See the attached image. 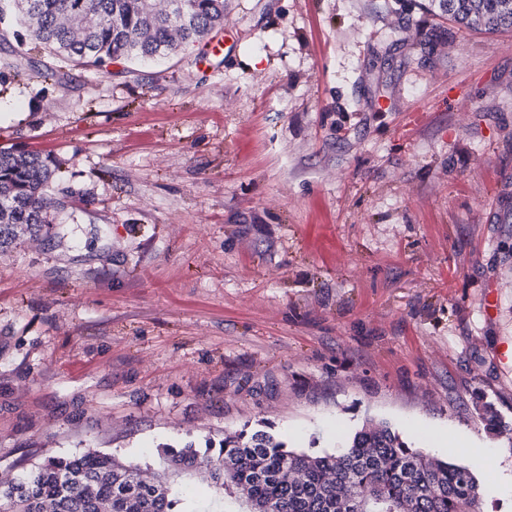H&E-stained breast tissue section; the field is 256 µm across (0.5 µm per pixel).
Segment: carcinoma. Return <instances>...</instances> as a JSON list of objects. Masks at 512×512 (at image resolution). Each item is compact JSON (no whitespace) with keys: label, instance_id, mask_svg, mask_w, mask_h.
<instances>
[{"label":"carcinoma","instance_id":"obj_1","mask_svg":"<svg viewBox=\"0 0 512 512\" xmlns=\"http://www.w3.org/2000/svg\"><path fill=\"white\" fill-rule=\"evenodd\" d=\"M0 0V15L26 29L29 50L103 67L115 60L174 56L224 25V0ZM453 20L473 30H512V0H440ZM55 170L39 152L18 159L0 150V244L10 224L39 231L46 211L64 208L50 190ZM152 483L134 479L149 462L101 451L50 455L0 480V512H479L482 487L469 467L431 460L384 421L366 420L336 451L290 449L265 429L224 437L219 447L155 449ZM205 472L212 493H196Z\"/></svg>","mask_w":512,"mask_h":512}]
</instances>
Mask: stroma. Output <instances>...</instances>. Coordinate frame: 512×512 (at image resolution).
<instances>
[{
    "mask_svg": "<svg viewBox=\"0 0 512 512\" xmlns=\"http://www.w3.org/2000/svg\"><path fill=\"white\" fill-rule=\"evenodd\" d=\"M215 36L103 70L0 40V149L50 153L49 220L79 218L0 250V479L260 422L330 452L374 419L483 450L480 512H512V32L225 0Z\"/></svg>",
    "mask_w": 512,
    "mask_h": 512,
    "instance_id": "35a3bbf8",
    "label": "stroma"
}]
</instances>
